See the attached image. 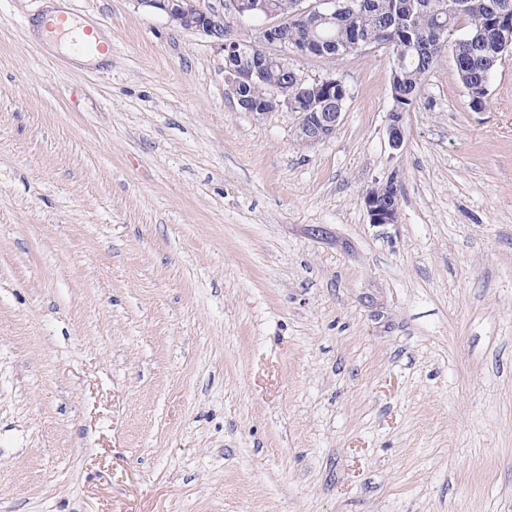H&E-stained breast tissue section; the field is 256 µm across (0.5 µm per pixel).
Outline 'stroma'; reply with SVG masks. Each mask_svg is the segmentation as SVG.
<instances>
[{
	"label": "stroma",
	"instance_id": "stroma-1",
	"mask_svg": "<svg viewBox=\"0 0 512 512\" xmlns=\"http://www.w3.org/2000/svg\"><path fill=\"white\" fill-rule=\"evenodd\" d=\"M0 0V512H512V53L312 146L136 0ZM394 181L400 215L370 223ZM392 181L375 185L369 188L362 197L370 223L394 224L399 217V199L395 197L396 204L390 203L393 194L397 193Z\"/></svg>",
	"mask_w": 512,
	"mask_h": 512
}]
</instances>
